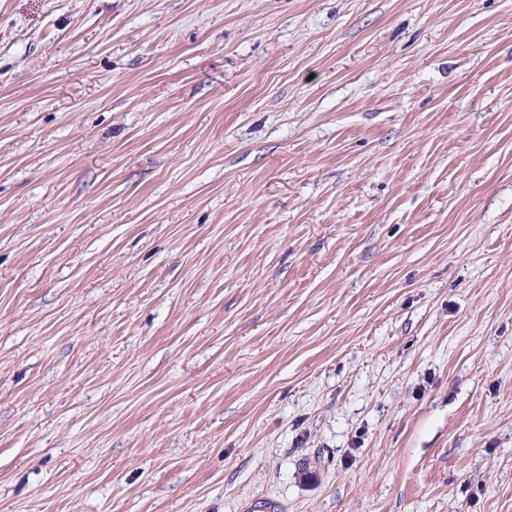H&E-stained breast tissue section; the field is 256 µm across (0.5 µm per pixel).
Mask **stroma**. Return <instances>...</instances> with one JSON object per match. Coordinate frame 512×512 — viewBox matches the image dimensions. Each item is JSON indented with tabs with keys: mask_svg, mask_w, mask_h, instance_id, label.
I'll use <instances>...</instances> for the list:
<instances>
[{
	"mask_svg": "<svg viewBox=\"0 0 512 512\" xmlns=\"http://www.w3.org/2000/svg\"><path fill=\"white\" fill-rule=\"evenodd\" d=\"M0 512H512V0H0Z\"/></svg>",
	"mask_w": 512,
	"mask_h": 512,
	"instance_id": "obj_1",
	"label": "stroma"
}]
</instances>
